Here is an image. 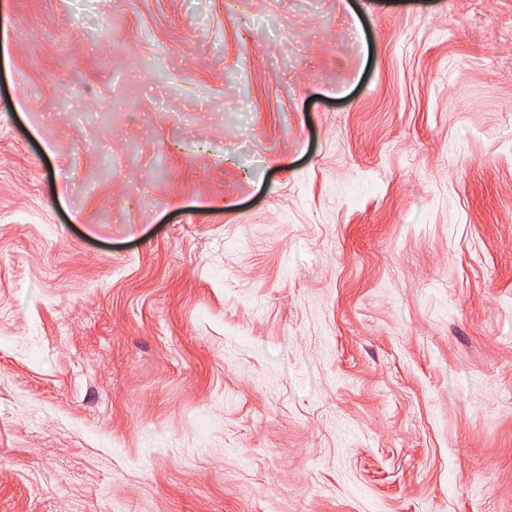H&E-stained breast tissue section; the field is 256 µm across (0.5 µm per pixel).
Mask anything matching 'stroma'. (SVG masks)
Instances as JSON below:
<instances>
[{"mask_svg":"<svg viewBox=\"0 0 512 512\" xmlns=\"http://www.w3.org/2000/svg\"><path fill=\"white\" fill-rule=\"evenodd\" d=\"M0 512H512V0H0Z\"/></svg>","mask_w":512,"mask_h":512,"instance_id":"35a3bbf8","label":"stroma"}]
</instances>
